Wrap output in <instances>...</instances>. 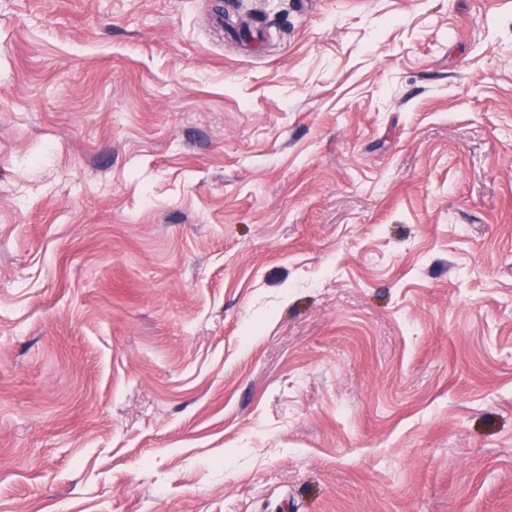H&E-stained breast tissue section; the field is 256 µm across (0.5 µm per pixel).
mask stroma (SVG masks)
<instances>
[{"instance_id":"stroma-1","label":"stroma","mask_w":512,"mask_h":512,"mask_svg":"<svg viewBox=\"0 0 512 512\" xmlns=\"http://www.w3.org/2000/svg\"><path fill=\"white\" fill-rule=\"evenodd\" d=\"M0 512H512V0H0Z\"/></svg>"}]
</instances>
